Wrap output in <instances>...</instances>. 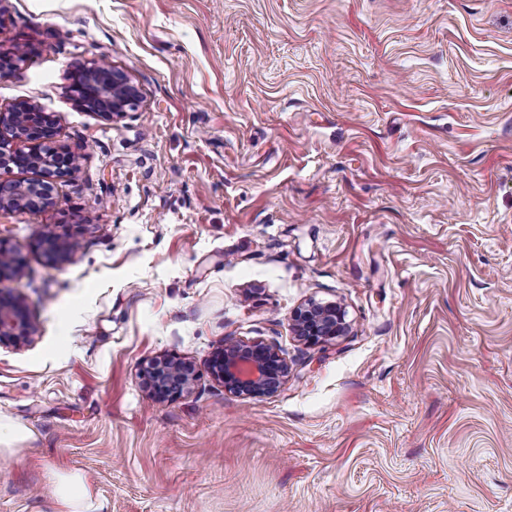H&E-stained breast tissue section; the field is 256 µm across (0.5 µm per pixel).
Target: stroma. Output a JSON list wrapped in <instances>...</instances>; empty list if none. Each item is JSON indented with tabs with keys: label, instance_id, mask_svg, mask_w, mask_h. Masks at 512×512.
<instances>
[{
	"label": "stroma",
	"instance_id": "obj_1",
	"mask_svg": "<svg viewBox=\"0 0 512 512\" xmlns=\"http://www.w3.org/2000/svg\"><path fill=\"white\" fill-rule=\"evenodd\" d=\"M0 109L79 168L0 211V278L38 328L0 346V512H512V0H0ZM108 65L106 120L67 93ZM78 238L64 263L31 247ZM340 301L314 346L292 311ZM275 346V394L225 391L224 339ZM197 379L153 399L152 358ZM67 88L70 98L80 106L97 112L106 120L127 112L138 92L131 80L121 72L90 68L70 77ZM53 492L64 512H88L90 509L91 492L79 475L57 474Z\"/></svg>",
	"mask_w": 512,
	"mask_h": 512
}]
</instances>
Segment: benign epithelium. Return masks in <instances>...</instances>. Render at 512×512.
<instances>
[{
    "label": "benign epithelium",
    "mask_w": 512,
    "mask_h": 512,
    "mask_svg": "<svg viewBox=\"0 0 512 512\" xmlns=\"http://www.w3.org/2000/svg\"><path fill=\"white\" fill-rule=\"evenodd\" d=\"M70 98L78 105L97 112L110 120L121 115L135 103L138 92L131 80L121 72L105 68H90L70 77L67 88ZM55 127L39 105L18 101L8 109H0V167L9 162L36 177L8 184L0 192L1 210H21L40 196L43 206L52 203L51 189L55 178L74 172L75 156L48 146L55 136ZM73 238L44 231L35 240L34 248L49 260L63 263L71 260ZM0 253L9 261L0 263V276L18 275L25 265L24 258L0 241ZM292 327L302 341L316 345L348 332L342 307L337 303L310 300L291 313ZM37 328L25 311L21 299L0 296V345L24 347L36 338ZM213 376L224 389L242 397L271 395L288 381L287 360L272 345L226 341L210 358ZM149 380V392L157 400L175 398L189 390L195 380L191 362L172 355L149 360L143 368Z\"/></svg>",
    "instance_id": "1"
}]
</instances>
